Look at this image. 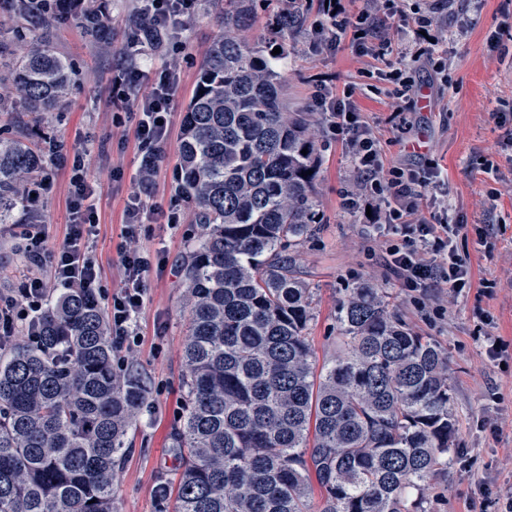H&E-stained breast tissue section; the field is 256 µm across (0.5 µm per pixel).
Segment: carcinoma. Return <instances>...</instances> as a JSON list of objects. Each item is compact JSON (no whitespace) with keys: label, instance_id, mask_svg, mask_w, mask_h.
<instances>
[{"label":"carcinoma","instance_id":"cac0c4a2","mask_svg":"<svg viewBox=\"0 0 512 512\" xmlns=\"http://www.w3.org/2000/svg\"><path fill=\"white\" fill-rule=\"evenodd\" d=\"M91 2L81 21L94 38L109 4ZM255 8L225 0L224 36L182 118L177 189L203 233L181 261L177 480L159 482L155 512H169L173 494L175 512H429L453 464L448 350L363 287L336 308L343 350L317 364L312 289L293 255L318 224L312 113L288 102L274 45L249 44ZM303 19L278 13L272 34ZM0 57L13 60L27 108L0 132V224H25L19 192L46 164L27 113L57 107L71 66L43 38L20 57L0 40ZM107 321L84 289L55 288L40 342L0 352V512H117L115 478L146 393L138 371L112 367Z\"/></svg>","mask_w":512,"mask_h":512}]
</instances>
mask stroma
Segmentation results:
<instances>
[{"label":"stroma","mask_w":512,"mask_h":512,"mask_svg":"<svg viewBox=\"0 0 512 512\" xmlns=\"http://www.w3.org/2000/svg\"><path fill=\"white\" fill-rule=\"evenodd\" d=\"M422 3L378 0L394 48L388 62L378 63L364 47L350 43L314 53L311 43L324 17L320 0H307L306 23L285 45L281 74L289 102L308 107L316 92L339 98L354 88L358 120L376 135L385 167H433L437 178L425 192L423 214H447L466 224V235L454 245L470 264L471 284L458 295L443 284L415 291L401 287L387 267V238L376 232L377 217L367 216L365 208L350 210L343 205L342 193L353 186L358 173L325 114L318 115L315 129L321 222L314 239L299 247L295 260L314 293V318L307 336L318 360L336 351L339 301L362 285L392 291L398 314L447 349L456 419L454 454L473 476L487 478L494 493L512 488V360L490 361L483 348L488 336L501 337L512 346V0H482L476 10L467 0H450L449 26L463 22L468 31L435 49L448 60L447 75L437 74L424 57L409 63L407 74L415 92L402 106L412 113L415 125L404 135L392 108L395 85L388 74L401 51L413 46L410 37L397 31V13ZM138 4L139 0H112V32L95 41L87 38L73 16L60 19L48 31L51 45L70 62L72 74L65 102L42 119L49 137L38 145L48 152L57 144L67 153L82 151L90 174L102 186L97 225L88 245L99 265L100 284L109 293L121 286L120 255L126 245L121 230L139 164L137 117L123 112L114 86L120 50L126 45L124 20ZM223 32L220 8L199 0L178 47L165 45L146 53L155 65H177L180 89L149 199L156 211L146 216L137 243L160 265L152 272L149 300L137 319L138 345L126 356L145 379L148 402L128 434L130 450L117 473L119 512H154L156 484L173 476L177 467L170 443L182 401L187 324L180 256L201 227L193 223L186 203L176 200L175 167L183 112L202 61ZM494 36L499 39L495 47L490 44ZM489 163L497 167V175L485 173ZM48 173L50 185L27 215L45 228L49 245L57 247L69 227L68 171L52 164ZM173 203L179 221L171 228L165 213ZM31 275L52 279L48 267L33 265L23 252L19 228L0 224V291L18 293ZM473 503L470 478L455 472L448 480L436 481L430 491V512H470Z\"/></svg>","instance_id":"35a3bbf8"}]
</instances>
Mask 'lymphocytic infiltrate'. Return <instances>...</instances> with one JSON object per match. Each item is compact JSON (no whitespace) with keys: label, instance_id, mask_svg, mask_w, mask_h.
<instances>
[{"label":"lymphocytic infiltrate","instance_id":"f902f5d3","mask_svg":"<svg viewBox=\"0 0 512 512\" xmlns=\"http://www.w3.org/2000/svg\"><path fill=\"white\" fill-rule=\"evenodd\" d=\"M327 18L326 35L320 44L327 49L339 48L348 33L375 36L370 53L378 59L391 54V40L380 31L377 18L366 10L350 12L341 0L323 10ZM116 86L132 94L138 114L135 137L140 151L137 188L127 205V220L122 233L127 239L139 235V215L143 211L161 161V148L169 135L173 104L179 80L175 71L147 63L131 64L120 69ZM315 111L329 114L332 128L345 139L361 177L360 191L382 211L386 227L400 241L387 252V265L402 287L414 291L432 283H446L459 293L470 284V266L457 254L453 241L462 232L459 224L447 220L430 222L421 216L418 202L429 187L428 177L420 171L401 167L384 168L375 135L359 125L353 115L352 100L318 95ZM100 185L91 179L82 152H75L69 178L71 222L64 243L49 247L45 232L36 224L22 227L28 258L36 265L49 266L56 285L72 284L88 289L99 299L110 298L109 326L117 349L132 350L136 344V318L148 299L149 278L153 262L148 254L127 250L121 255L124 282L119 292L109 295L99 288V267L88 250L87 241L96 224ZM46 284L37 276L28 277L19 296L0 295V345L11 343L18 326H25L30 342H37L36 319L46 301Z\"/></svg>","mask_w":512,"mask_h":512}]
</instances>
